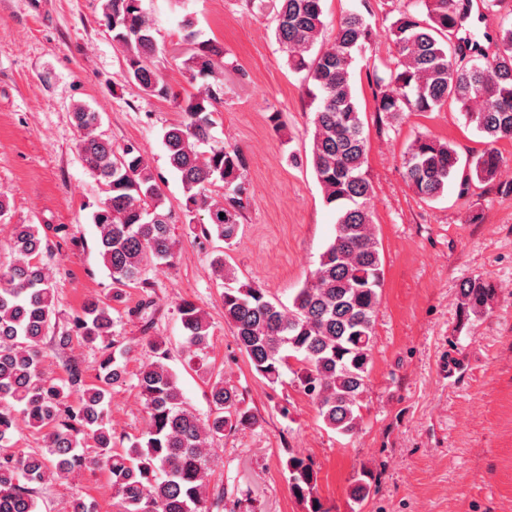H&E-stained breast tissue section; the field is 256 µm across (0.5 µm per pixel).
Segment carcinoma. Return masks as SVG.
Segmentation results:
<instances>
[{
	"mask_svg": "<svg viewBox=\"0 0 512 512\" xmlns=\"http://www.w3.org/2000/svg\"><path fill=\"white\" fill-rule=\"evenodd\" d=\"M423 16L403 13L387 28L395 48L389 77L379 79L378 111L391 119L405 112H433L456 105L469 123L492 141L512 138V24L495 34L496 50H481L475 33L459 36L463 16L455 0H424ZM104 18L112 41L124 52V72L149 96H164L166 86L154 68L158 53L154 29L142 0H104ZM276 42L288 67L321 94L313 119L311 164L326 205L336 213L335 234L317 267L292 300L283 306L263 288L239 281L224 258L213 259L214 272L228 281L224 320L253 369L271 383L295 361V381L315 404L327 428L352 435L361 423V401L369 378L374 346V317L380 302L383 265L372 231L374 187L362 172L366 137L350 69L376 35L358 13L343 16L331 47L313 51L324 27L322 0H272ZM184 41L193 45L182 65L201 90L186 98L183 119L168 127L163 143L171 168L186 195L187 217L209 212L203 229L227 244L237 237L243 208V155L213 142L216 105L224 97V51L200 40L192 19L182 25ZM470 41L482 62L462 64V44ZM81 136L77 151L91 175L105 187V197L90 219L97 248L114 285L112 299L123 288L146 284L147 266L169 264L176 256L170 234L171 212L165 210L161 187L140 148L115 149L98 133L100 114L84 106L74 109ZM209 146L201 152L199 147ZM499 157L478 156L464 183L496 178ZM459 157L448 143L428 135L417 137L404 158L406 179L421 198L432 200L455 178ZM222 183L226 202L207 194ZM14 259L0 263V512H41L38 488L88 466L109 474L118 512H212L224 507V493L210 487L214 444L224 432L246 429L257 417L242 408L236 386L219 376L210 383L213 415L200 419L188 407L177 375L164 360L168 349L147 341L146 361L137 374L138 395L146 426L126 448H116L108 419L107 398L125 369L112 343V305L86 300L71 332L58 336L66 346L77 336L101 345L98 383L85 385L77 365L58 383L44 373L43 342L52 327L54 293L47 262L49 243L35 224H15L11 233ZM495 297L481 277L464 280L459 304L464 315L480 316ZM182 351L195 357L207 348L210 324L206 313L190 301L179 304ZM78 394L77 407L69 404ZM47 430L45 451L27 453L12 446L20 424ZM96 455L81 449L87 444ZM293 496L306 512H324L317 496L312 462L290 454L284 464ZM373 474L362 469L349 498L360 505L369 496Z\"/></svg>",
	"mask_w": 512,
	"mask_h": 512,
	"instance_id": "1",
	"label": "carcinoma"
}]
</instances>
